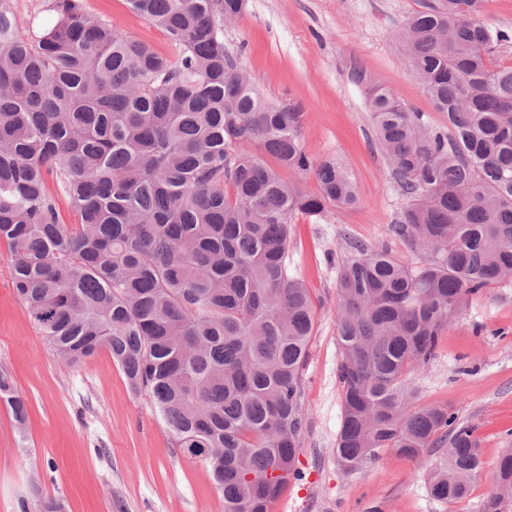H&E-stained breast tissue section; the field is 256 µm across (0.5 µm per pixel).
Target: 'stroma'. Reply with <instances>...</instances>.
<instances>
[{"label": "stroma", "instance_id": "obj_1", "mask_svg": "<svg viewBox=\"0 0 512 512\" xmlns=\"http://www.w3.org/2000/svg\"><path fill=\"white\" fill-rule=\"evenodd\" d=\"M424 0H247L224 26V46L254 79L264 99L296 107L302 143L314 160L335 159L352 176L360 201L333 208L328 220L298 218L290 259L315 309L302 374L306 411L297 454L301 479L281 495L284 512H480L491 490L480 479L470 495L448 503L432 498L425 477L440 454L430 448L409 459L389 448L345 469L336 459L342 394L336 335V267L351 243L385 247L404 262L414 252L392 232L405 199L378 145L367 87L353 68L388 87L435 127L448 123L412 77L395 37ZM87 11L170 56L166 34L135 16L125 0H84ZM0 244V367L26 403L18 432L0 402V512L28 501L62 502L66 512H224L209 467L176 454L148 397L129 390L108 351L68 366L33 325L7 274ZM420 403L451 406L476 428L486 471H493L512 429V283L486 289L444 332L433 358L412 377Z\"/></svg>", "mask_w": 512, "mask_h": 512}]
</instances>
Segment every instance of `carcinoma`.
Wrapping results in <instances>:
<instances>
[{"mask_svg": "<svg viewBox=\"0 0 512 512\" xmlns=\"http://www.w3.org/2000/svg\"><path fill=\"white\" fill-rule=\"evenodd\" d=\"M127 2L166 33L175 59L83 0H53L57 21L41 33L21 29L0 0L8 276L62 362L109 351L175 452L210 466L224 512H270L299 476L315 317L290 271L291 225L356 204L357 188L336 161L306 154L301 113L266 102L224 49V22L245 0ZM483 3L427 0L396 34L447 127L353 71L407 200L392 232L428 257L411 266L354 242L336 277V458L354 468L380 448L414 459L440 448L426 484L443 502L483 474L481 442L450 406L418 403L410 375L462 306L512 281V66L491 61L508 35L480 20ZM284 170L314 173L316 190ZM59 196L75 223L61 220ZM0 401L25 429L3 370ZM490 483L482 512H503L511 447Z\"/></svg>", "mask_w": 512, "mask_h": 512, "instance_id": "cac0c4a2", "label": "carcinoma"}]
</instances>
